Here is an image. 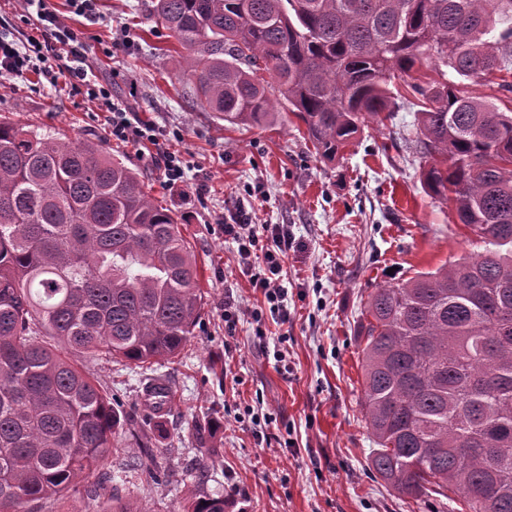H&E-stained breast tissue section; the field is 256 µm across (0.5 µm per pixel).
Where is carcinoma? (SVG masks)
<instances>
[{"mask_svg": "<svg viewBox=\"0 0 512 512\" xmlns=\"http://www.w3.org/2000/svg\"><path fill=\"white\" fill-rule=\"evenodd\" d=\"M188 50L177 61L200 104L264 127L276 106L333 161L361 128L393 114L395 74L418 127L428 195L483 250L397 283L365 304L369 465L399 495H459L467 512H512V109L464 82L512 75V0H151ZM274 75L275 82L264 74ZM204 305L181 218L99 140L0 117V512L76 490L110 463L122 423L74 358L137 367L177 358ZM153 480L168 448L130 421ZM103 512H148L112 495ZM184 512H226L197 480Z\"/></svg>", "mask_w": 512, "mask_h": 512, "instance_id": "1", "label": "carcinoma"}]
</instances>
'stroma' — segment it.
Masks as SVG:
<instances>
[{"instance_id":"1","label":"stroma","mask_w":512,"mask_h":512,"mask_svg":"<svg viewBox=\"0 0 512 512\" xmlns=\"http://www.w3.org/2000/svg\"><path fill=\"white\" fill-rule=\"evenodd\" d=\"M144 2L100 0L88 17L68 0H47L77 32L94 79L129 98L141 119L180 128L185 160L206 179L201 199L169 188L146 148L110 142L155 201L182 217L204 308L174 362L134 369L82 360L124 420L144 419L145 389L165 380L171 404L155 445L179 456L154 481L126 472L118 451L104 475L41 502L39 512H100L107 484L153 512H182L209 449L208 486L230 500L229 512H461L459 498L398 497L367 466L373 442L361 409L358 330L368 294L483 249L424 191L416 155L394 144L415 133V107L399 100L392 121L365 128L335 161L321 160L287 106L266 127L232 125L200 109L174 65L178 41L148 18ZM0 34L22 43L38 37L22 0H0ZM1 115L71 138L107 136L92 104L35 72L0 87ZM242 197L257 223L288 225L294 237L284 271L290 317L284 325L267 320L262 343L245 322L225 340L221 317L225 297L245 307L262 302L237 268L235 244L216 229ZM276 347L285 362L274 359ZM289 438L294 447H285Z\"/></svg>"}]
</instances>
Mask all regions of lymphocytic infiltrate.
Segmentation results:
<instances>
[{
  "instance_id": "1",
  "label": "lymphocytic infiltrate",
  "mask_w": 512,
  "mask_h": 512,
  "mask_svg": "<svg viewBox=\"0 0 512 512\" xmlns=\"http://www.w3.org/2000/svg\"><path fill=\"white\" fill-rule=\"evenodd\" d=\"M26 6L35 8L42 27V39L32 41L28 47L0 37V73L13 78L24 77L31 70H39L49 84H56L58 76L53 62L61 54L71 55L75 64L69 67L70 88L78 95L94 100L106 112L108 133L113 141L133 145H146L159 158L163 175L170 187L181 189L194 186L197 195H204L206 184H192L189 169L181 156L170 148L171 140L181 139V131L160 132L154 124L140 120L128 103L112 93L111 85L95 83L83 66V52L77 44L75 32L55 11L47 8L45 0H25ZM219 229L225 240L235 243L239 256L238 266L247 275L254 290L263 297L264 307L245 308L233 299H225L222 317L224 333L235 337L239 323L253 324L257 339H264L261 327L264 311L274 313L280 323H287L288 288L284 284V265L293 240L284 224H258L252 212L237 205L229 220L220 222ZM267 239L266 248H259L260 239Z\"/></svg>"
}]
</instances>
